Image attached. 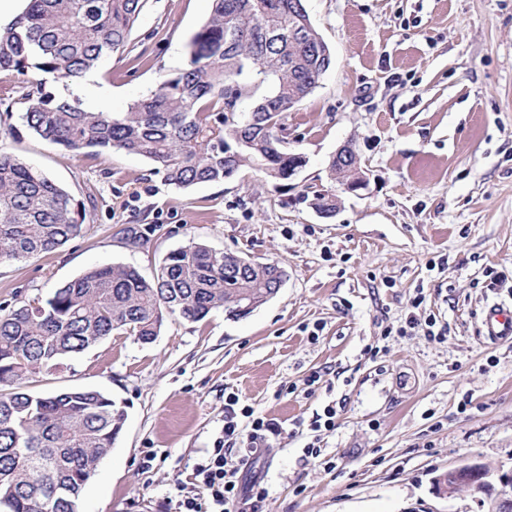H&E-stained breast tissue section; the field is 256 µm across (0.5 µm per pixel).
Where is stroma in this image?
Wrapping results in <instances>:
<instances>
[{"mask_svg": "<svg viewBox=\"0 0 512 512\" xmlns=\"http://www.w3.org/2000/svg\"><path fill=\"white\" fill-rule=\"evenodd\" d=\"M304 5L335 64L286 114L284 147L305 164L279 189L247 168L178 189L141 156L53 146L28 129L20 86L41 80L59 98L68 81L0 72V148L89 206L78 237L0 264V306L98 266L153 276L192 240L286 273L246 317L169 315L152 343L115 334L22 381L38 395L96 389L126 411L79 512H177L179 494L205 497L195 471L231 393L284 428L260 458L258 512H483L479 492L440 496L433 477L474 462L512 469V341L481 330L488 305H512V278L487 275L512 271V0ZM210 10V0H148L126 50L105 57L75 100L101 110L105 88L113 111H126L184 67ZM348 143L368 177L354 193L329 173ZM316 190L337 196L332 217L311 207ZM129 227L146 245L128 242ZM432 318L447 336L427 337ZM331 403L336 427L321 459L306 457L310 424Z\"/></svg>", "mask_w": 512, "mask_h": 512, "instance_id": "obj_1", "label": "stroma"}]
</instances>
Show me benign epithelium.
Returning a JSON list of instances; mask_svg holds the SVG:
<instances>
[{"mask_svg":"<svg viewBox=\"0 0 512 512\" xmlns=\"http://www.w3.org/2000/svg\"><path fill=\"white\" fill-rule=\"evenodd\" d=\"M352 147L345 145L334 155L336 159V180L348 192H356L367 186L368 178L360 166V159L346 165ZM434 488L440 495H449L463 489L494 492L486 499L492 512H512V470H492L480 463H466L450 469L434 478Z\"/></svg>","mask_w":512,"mask_h":512,"instance_id":"7a95c632","label":"benign epithelium"}]
</instances>
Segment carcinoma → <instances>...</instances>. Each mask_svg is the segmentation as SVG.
I'll use <instances>...</instances> for the list:
<instances>
[{
  "mask_svg": "<svg viewBox=\"0 0 512 512\" xmlns=\"http://www.w3.org/2000/svg\"><path fill=\"white\" fill-rule=\"evenodd\" d=\"M145 0H28L0 29V72L31 67L78 80L122 52ZM303 0H212L188 42L184 67L120 113L22 87L23 119L48 143L79 153L118 149L154 164L179 189L220 182L248 166L274 187L288 180L279 132L288 103L302 101L332 66ZM254 101L247 112L239 106ZM86 206L41 171L0 149V261L49 253L77 237ZM276 265L239 269L237 255L191 241L147 278L127 265L91 269L48 297L0 314V506L8 512H78L79 496L121 432L126 413L98 390L37 396L13 385L126 333L144 344L165 314L189 322L231 317L262 300Z\"/></svg>",
  "mask_w": 512,
  "mask_h": 512,
  "instance_id": "cac0c4a2",
  "label": "carcinoma"
}]
</instances>
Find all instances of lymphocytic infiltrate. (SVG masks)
Instances as JSON below:
<instances>
[{
	"label": "lymphocytic infiltrate",
	"instance_id": "obj_1",
	"mask_svg": "<svg viewBox=\"0 0 512 512\" xmlns=\"http://www.w3.org/2000/svg\"><path fill=\"white\" fill-rule=\"evenodd\" d=\"M282 433L280 425L240 404L236 394H229L222 434L197 469L208 498L185 497L180 502L183 512H245L249 501L265 500L268 490L256 463Z\"/></svg>",
	"mask_w": 512,
	"mask_h": 512
}]
</instances>
